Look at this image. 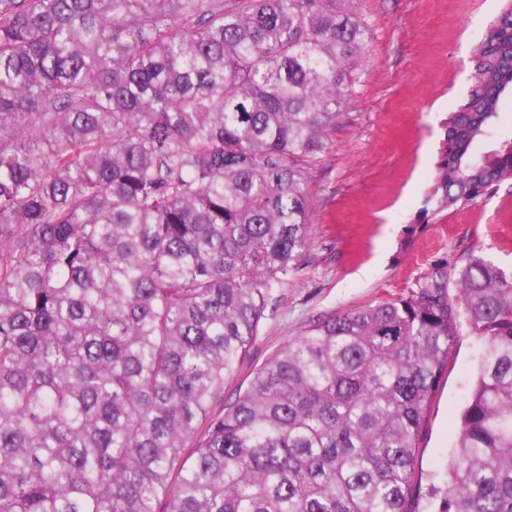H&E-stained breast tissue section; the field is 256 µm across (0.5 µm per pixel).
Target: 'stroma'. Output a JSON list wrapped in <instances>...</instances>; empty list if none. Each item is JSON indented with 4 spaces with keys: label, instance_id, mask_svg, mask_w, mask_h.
<instances>
[{
    "label": "stroma",
    "instance_id": "obj_1",
    "mask_svg": "<svg viewBox=\"0 0 512 512\" xmlns=\"http://www.w3.org/2000/svg\"><path fill=\"white\" fill-rule=\"evenodd\" d=\"M498 12V0H360L369 47L325 152L306 166L308 262L270 289L227 393L317 317L408 294L472 253L512 271V181L459 210L436 214L427 202L448 110L467 93L471 46ZM480 350L460 336L428 413L416 465L421 512L445 477Z\"/></svg>",
    "mask_w": 512,
    "mask_h": 512
}]
</instances>
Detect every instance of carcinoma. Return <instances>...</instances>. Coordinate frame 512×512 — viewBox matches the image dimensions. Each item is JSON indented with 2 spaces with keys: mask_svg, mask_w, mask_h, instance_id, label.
<instances>
[{
  "mask_svg": "<svg viewBox=\"0 0 512 512\" xmlns=\"http://www.w3.org/2000/svg\"><path fill=\"white\" fill-rule=\"evenodd\" d=\"M358 0H0V512H419L461 326L482 349L434 512H512V273L471 254L315 320L224 399L309 257L305 168ZM448 112L434 212L512 147V0ZM21 130L30 134L18 138ZM512 139V98L510 95L503 100L501 119L489 139L479 146L480 152H489L498 149L504 141Z\"/></svg>",
  "mask_w": 512,
  "mask_h": 512,
  "instance_id": "cac0c4a2",
  "label": "carcinoma"
}]
</instances>
